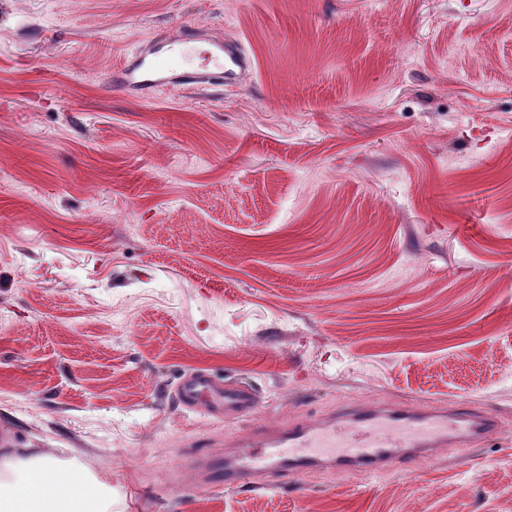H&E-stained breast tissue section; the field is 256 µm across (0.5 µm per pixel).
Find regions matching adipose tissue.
<instances>
[{
	"mask_svg": "<svg viewBox=\"0 0 512 512\" xmlns=\"http://www.w3.org/2000/svg\"><path fill=\"white\" fill-rule=\"evenodd\" d=\"M0 512H109V498L79 469L43 460L0 480Z\"/></svg>",
	"mask_w": 512,
	"mask_h": 512,
	"instance_id": "adipose-tissue-1",
	"label": "adipose tissue"
}]
</instances>
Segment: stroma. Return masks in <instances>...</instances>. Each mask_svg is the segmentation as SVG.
<instances>
[{
    "instance_id": "1",
    "label": "stroma",
    "mask_w": 512,
    "mask_h": 512,
    "mask_svg": "<svg viewBox=\"0 0 512 512\" xmlns=\"http://www.w3.org/2000/svg\"><path fill=\"white\" fill-rule=\"evenodd\" d=\"M187 28L235 85L113 73ZM204 370L256 419L185 411ZM501 433L379 476L212 491L196 455L342 403ZM0 461L110 512H512V0H0Z\"/></svg>"
}]
</instances>
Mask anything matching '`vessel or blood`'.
<instances>
[{
    "mask_svg": "<svg viewBox=\"0 0 512 512\" xmlns=\"http://www.w3.org/2000/svg\"><path fill=\"white\" fill-rule=\"evenodd\" d=\"M195 38L185 30L180 41L168 43L166 54L121 67L119 83L147 92L182 91L228 85L249 71L246 52L221 39L210 42L208 67H195L187 50ZM175 394L183 408H201L228 422L251 417L259 406L251 388L223 387L205 373L185 376ZM499 431L497 417L476 405L346 404L323 419L255 428L237 438L223 458L209 461L208 479L214 488L259 489L318 467L339 475L379 474L402 461L431 458L440 448L466 449Z\"/></svg>",
    "mask_w": 512,
    "mask_h": 512,
    "instance_id": "b4317fda",
    "label": "vessel or blood"
}]
</instances>
